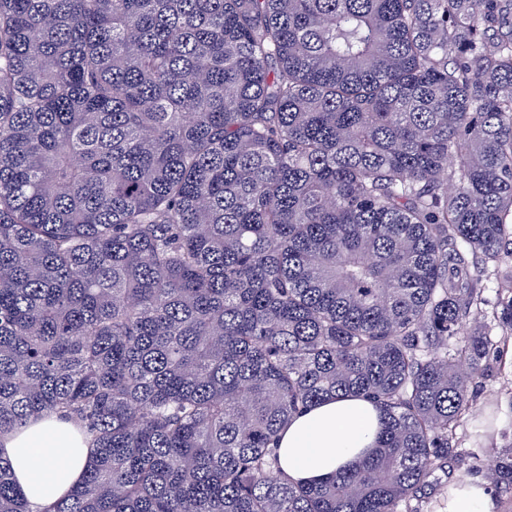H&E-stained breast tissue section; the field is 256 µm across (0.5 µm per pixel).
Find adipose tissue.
Instances as JSON below:
<instances>
[{"mask_svg": "<svg viewBox=\"0 0 512 512\" xmlns=\"http://www.w3.org/2000/svg\"><path fill=\"white\" fill-rule=\"evenodd\" d=\"M380 428V412L368 398L325 401L289 422L279 442L280 468L292 481L321 482L374 451ZM72 432L71 423L55 418L0 437V455L12 460L32 505L63 495L84 471L87 456L75 450Z\"/></svg>", "mask_w": 512, "mask_h": 512, "instance_id": "adipose-tissue-1", "label": "adipose tissue"}]
</instances>
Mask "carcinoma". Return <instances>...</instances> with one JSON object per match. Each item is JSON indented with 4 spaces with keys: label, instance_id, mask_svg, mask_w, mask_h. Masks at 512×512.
Segmentation results:
<instances>
[{
    "label": "carcinoma",
    "instance_id": "obj_1",
    "mask_svg": "<svg viewBox=\"0 0 512 512\" xmlns=\"http://www.w3.org/2000/svg\"><path fill=\"white\" fill-rule=\"evenodd\" d=\"M511 338L512 0H0V436L90 449L0 512H421ZM358 395L375 454L291 482ZM380 428V412L366 397L325 401L289 422L279 442L280 468L294 482H321L374 451ZM73 430L71 423L54 418L32 422L0 440L1 455L12 460L16 482L33 506L63 495L84 471L86 450L73 448L87 446L73 444Z\"/></svg>",
    "mask_w": 512,
    "mask_h": 512
}]
</instances>
